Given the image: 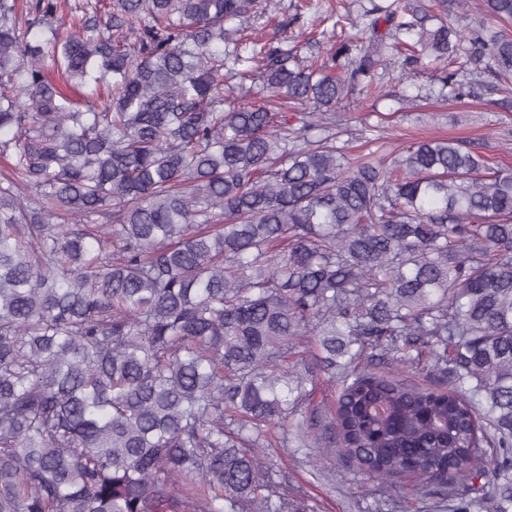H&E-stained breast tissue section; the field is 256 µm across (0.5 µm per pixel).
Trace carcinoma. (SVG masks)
I'll return each mask as SVG.
<instances>
[{"label":"carcinoma","instance_id":"1","mask_svg":"<svg viewBox=\"0 0 512 512\" xmlns=\"http://www.w3.org/2000/svg\"><path fill=\"white\" fill-rule=\"evenodd\" d=\"M369 2L365 44L261 53L271 96L310 108L295 126L225 106L224 24L257 0H79L69 25L25 0L24 29L0 0V512H289L255 449L288 447L306 336L340 391L296 447L389 496L412 475L512 512V171L453 140L388 166L336 145L338 111L423 55L460 93L481 64L509 90L512 37L486 21L512 0L464 29ZM424 359L448 389L403 378Z\"/></svg>","mask_w":512,"mask_h":512}]
</instances>
